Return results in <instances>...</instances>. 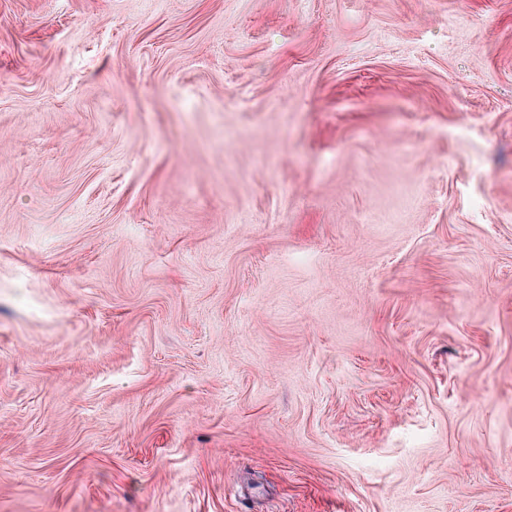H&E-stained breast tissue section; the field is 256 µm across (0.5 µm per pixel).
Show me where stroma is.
I'll return each instance as SVG.
<instances>
[{
	"label": "stroma",
	"instance_id": "1",
	"mask_svg": "<svg viewBox=\"0 0 512 512\" xmlns=\"http://www.w3.org/2000/svg\"><path fill=\"white\" fill-rule=\"evenodd\" d=\"M0 512H512V0H0Z\"/></svg>",
	"mask_w": 512,
	"mask_h": 512
}]
</instances>
